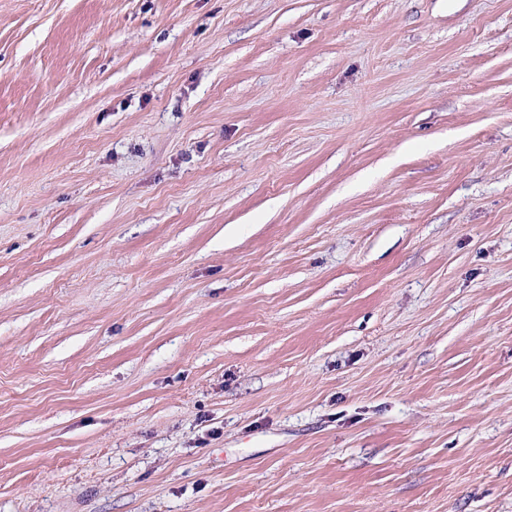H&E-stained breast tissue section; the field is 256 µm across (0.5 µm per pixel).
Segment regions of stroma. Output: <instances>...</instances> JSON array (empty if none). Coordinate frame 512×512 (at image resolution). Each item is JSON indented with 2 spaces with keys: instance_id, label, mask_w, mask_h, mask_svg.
Segmentation results:
<instances>
[{
  "instance_id": "stroma-1",
  "label": "stroma",
  "mask_w": 512,
  "mask_h": 512,
  "mask_svg": "<svg viewBox=\"0 0 512 512\" xmlns=\"http://www.w3.org/2000/svg\"><path fill=\"white\" fill-rule=\"evenodd\" d=\"M0 512H512V0H0Z\"/></svg>"
}]
</instances>
